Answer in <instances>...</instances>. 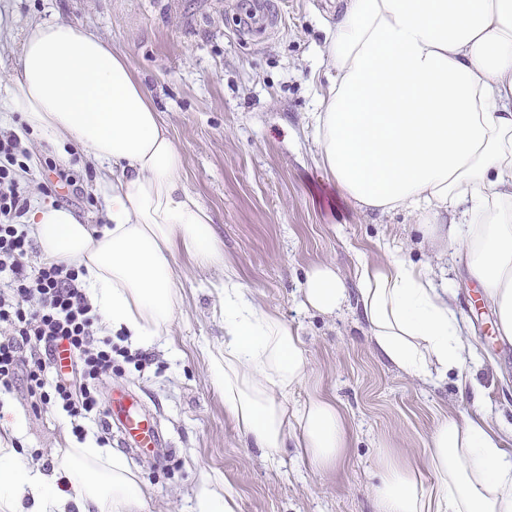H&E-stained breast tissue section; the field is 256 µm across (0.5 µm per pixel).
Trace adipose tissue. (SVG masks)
Instances as JSON below:
<instances>
[{
  "label": "adipose tissue",
  "mask_w": 512,
  "mask_h": 512,
  "mask_svg": "<svg viewBox=\"0 0 512 512\" xmlns=\"http://www.w3.org/2000/svg\"><path fill=\"white\" fill-rule=\"evenodd\" d=\"M322 64L328 86L310 121L324 172L360 210L407 213L444 256L464 254L512 343V0H337ZM0 110L47 142L78 145L98 167L108 226L40 201L24 221L44 259L82 269L103 324L154 343L181 300L176 250L198 268L223 266L224 350L212 364L225 413L269 461L291 444L315 471L334 467L347 446L341 411L319 396L289 406L308 368L305 343L225 265L211 216L183 185V157L127 57L67 20L34 23ZM355 278L368 337L390 363L425 382L458 372L459 393L477 395L451 288L396 252L360 263ZM301 294L305 310L329 316L348 299L329 265L307 272ZM505 440L483 415L445 420L422 462L381 457L377 512H512ZM145 508L120 453L69 448L48 474L0 448V512Z\"/></svg>",
  "instance_id": "obj_1"
}]
</instances>
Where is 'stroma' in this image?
<instances>
[{"label":"stroma","instance_id":"stroma-1","mask_svg":"<svg viewBox=\"0 0 512 512\" xmlns=\"http://www.w3.org/2000/svg\"><path fill=\"white\" fill-rule=\"evenodd\" d=\"M273 25L238 27L240 0H0V82L8 83L29 24L63 18L123 53L145 86L183 157L182 178L210 211L224 259L257 305L277 313L302 337L309 374L289 397L330 399L346 420L347 448L335 468L318 473L295 449L270 465L243 440L224 412L211 357L224 348L217 307L220 268L200 270L176 253L183 301L168 335L148 347V365L116 358L98 385L102 403L130 394L161 429L160 463L131 450L147 512H195L202 483L230 490L235 512H374L378 459L417 462L440 421L487 413L492 425H512V345L490 337L495 318L464 257L444 264L422 239L412 216L362 212L344 199L319 166L309 114L324 83L322 20L331 0H272ZM24 179L31 195L45 159L68 156L81 192L68 208L103 227L97 173L71 142L30 136ZM398 251L434 275H447L453 307L467 322L478 360L469 371L481 404L460 398L456 374L432 383L391 366L371 346L355 301L334 316L305 311L300 288L307 270L334 265L356 290L360 262ZM0 439L39 468L60 467L62 451L78 444L118 448L117 431L89 426L78 440L64 412H33L25 391L0 392Z\"/></svg>","mask_w":512,"mask_h":512}]
</instances>
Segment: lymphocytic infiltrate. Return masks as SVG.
I'll return each instance as SVG.
<instances>
[{
  "label": "lymphocytic infiltrate",
  "mask_w": 512,
  "mask_h": 512,
  "mask_svg": "<svg viewBox=\"0 0 512 512\" xmlns=\"http://www.w3.org/2000/svg\"><path fill=\"white\" fill-rule=\"evenodd\" d=\"M30 149L16 134L0 135V390L25 383L33 409L61 408L81 433L80 418H106L95 384L112 373L116 348L96 335L98 316L79 280L80 270L62 261L29 269L33 241L22 219L30 190L20 173ZM65 348L67 366L54 353Z\"/></svg>",
  "instance_id": "f902f5d3"
}]
</instances>
